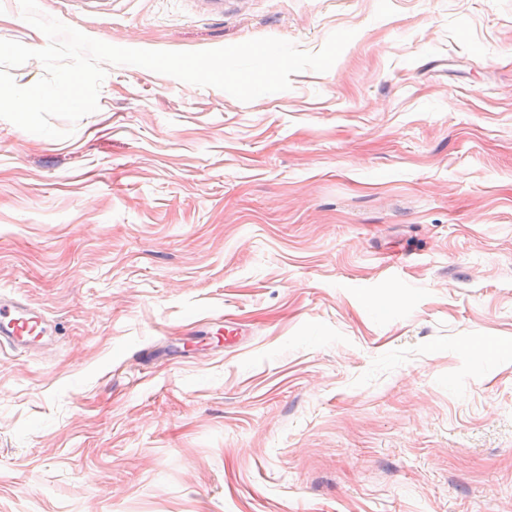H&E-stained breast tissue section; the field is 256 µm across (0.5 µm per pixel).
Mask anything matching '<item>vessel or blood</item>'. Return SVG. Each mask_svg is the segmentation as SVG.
I'll list each match as a JSON object with an SVG mask.
<instances>
[{"mask_svg": "<svg viewBox=\"0 0 512 512\" xmlns=\"http://www.w3.org/2000/svg\"><path fill=\"white\" fill-rule=\"evenodd\" d=\"M48 329L43 314L25 299L8 292L0 293V350L28 349L39 343Z\"/></svg>", "mask_w": 512, "mask_h": 512, "instance_id": "obj_1", "label": "vessel or blood"}]
</instances>
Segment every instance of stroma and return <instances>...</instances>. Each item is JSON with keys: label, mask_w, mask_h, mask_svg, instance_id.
Masks as SVG:
<instances>
[{"label": "stroma", "mask_w": 512, "mask_h": 512, "mask_svg": "<svg viewBox=\"0 0 512 512\" xmlns=\"http://www.w3.org/2000/svg\"><path fill=\"white\" fill-rule=\"evenodd\" d=\"M43 0L119 47L276 37L242 102L105 64L0 119V512H512V0ZM0 39L45 35L0 0ZM49 325L43 314L13 293H0V350L22 351L39 343Z\"/></svg>", "instance_id": "obj_1"}]
</instances>
